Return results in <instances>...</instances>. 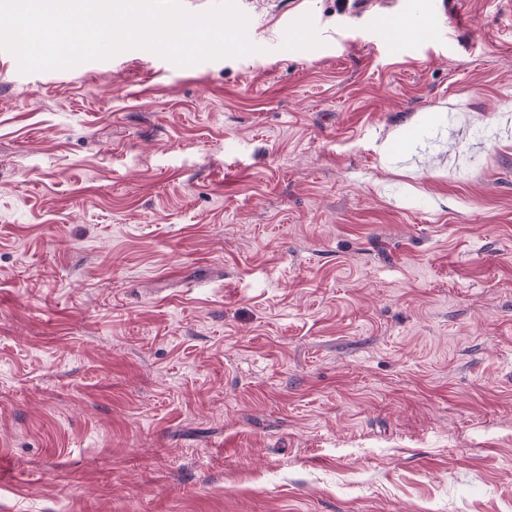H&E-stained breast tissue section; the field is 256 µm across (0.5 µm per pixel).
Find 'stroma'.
I'll return each instance as SVG.
<instances>
[{
    "mask_svg": "<svg viewBox=\"0 0 512 512\" xmlns=\"http://www.w3.org/2000/svg\"><path fill=\"white\" fill-rule=\"evenodd\" d=\"M387 10L0 50V512H512V24Z\"/></svg>",
    "mask_w": 512,
    "mask_h": 512,
    "instance_id": "stroma-1",
    "label": "stroma"
}]
</instances>
